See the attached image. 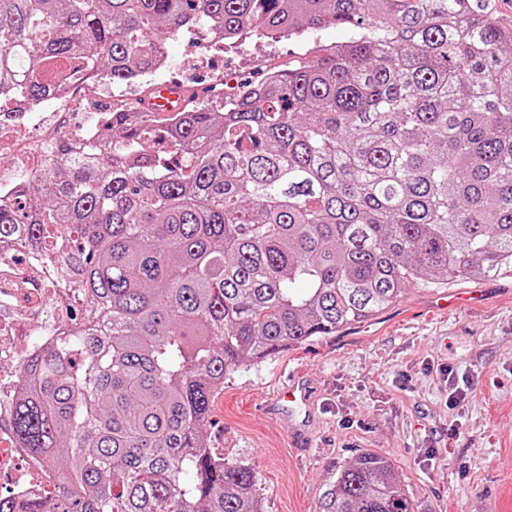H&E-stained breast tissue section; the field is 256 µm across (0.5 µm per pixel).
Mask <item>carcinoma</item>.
I'll return each mask as SVG.
<instances>
[{
	"mask_svg": "<svg viewBox=\"0 0 512 512\" xmlns=\"http://www.w3.org/2000/svg\"><path fill=\"white\" fill-rule=\"evenodd\" d=\"M344 44L177 117L141 97L68 134L0 200V271L25 264L30 337L0 420L65 474L25 512H261L206 438L224 377L368 320L415 280L512 272V32L486 0H0V113L92 70L121 86L187 32ZM319 512H414L356 457Z\"/></svg>",
	"mask_w": 512,
	"mask_h": 512,
	"instance_id": "cac0c4a2",
	"label": "carcinoma"
}]
</instances>
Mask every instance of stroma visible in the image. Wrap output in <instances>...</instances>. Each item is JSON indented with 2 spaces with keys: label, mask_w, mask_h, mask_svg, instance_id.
Listing matches in <instances>:
<instances>
[{
  "label": "stroma",
  "mask_w": 512,
  "mask_h": 512,
  "mask_svg": "<svg viewBox=\"0 0 512 512\" xmlns=\"http://www.w3.org/2000/svg\"><path fill=\"white\" fill-rule=\"evenodd\" d=\"M348 35L336 26L296 41L252 34L218 55L204 81L182 66L201 40L181 36L167 75L220 96L225 81L310 62ZM292 371L311 383L310 406L264 412ZM296 426L309 447H293ZM206 435L218 455L254 472L262 512H317L327 485L364 452L389 458L416 512H512V277L414 281L371 320L241 367L215 395Z\"/></svg>",
  "instance_id": "obj_1"
}]
</instances>
